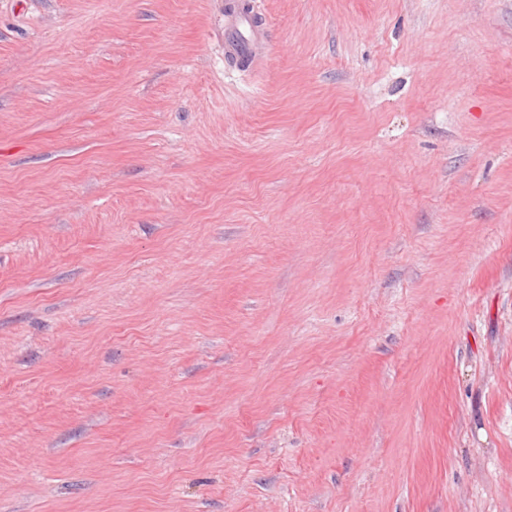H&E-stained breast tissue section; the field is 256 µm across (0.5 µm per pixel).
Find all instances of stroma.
Returning <instances> with one entry per match:
<instances>
[{
    "label": "stroma",
    "instance_id": "stroma-1",
    "mask_svg": "<svg viewBox=\"0 0 512 512\" xmlns=\"http://www.w3.org/2000/svg\"><path fill=\"white\" fill-rule=\"evenodd\" d=\"M0 0V512H512V0Z\"/></svg>",
    "mask_w": 512,
    "mask_h": 512
}]
</instances>
